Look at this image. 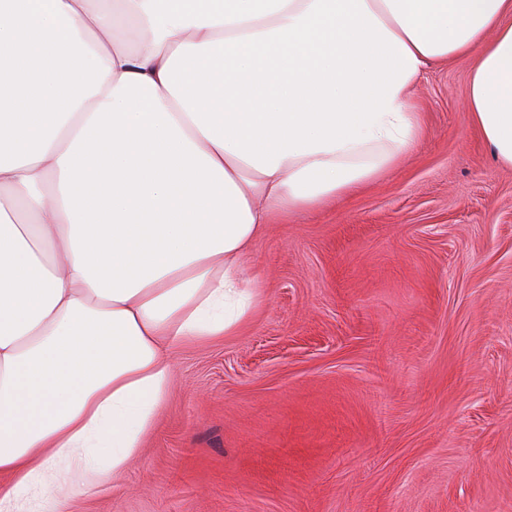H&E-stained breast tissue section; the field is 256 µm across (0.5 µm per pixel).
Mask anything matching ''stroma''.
Returning a JSON list of instances; mask_svg holds the SVG:
<instances>
[{
    "instance_id": "1",
    "label": "stroma",
    "mask_w": 512,
    "mask_h": 512,
    "mask_svg": "<svg viewBox=\"0 0 512 512\" xmlns=\"http://www.w3.org/2000/svg\"><path fill=\"white\" fill-rule=\"evenodd\" d=\"M472 66L426 69L392 171L267 225L260 307L176 351L125 480L65 512H512V167Z\"/></svg>"
}]
</instances>
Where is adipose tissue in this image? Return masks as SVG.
I'll return each mask as SVG.
<instances>
[{"label": "adipose tissue", "mask_w": 512, "mask_h": 512, "mask_svg": "<svg viewBox=\"0 0 512 512\" xmlns=\"http://www.w3.org/2000/svg\"><path fill=\"white\" fill-rule=\"evenodd\" d=\"M101 2L0 0V512L124 480L272 217L415 146L428 64L473 58L512 167V0Z\"/></svg>", "instance_id": "1"}]
</instances>
